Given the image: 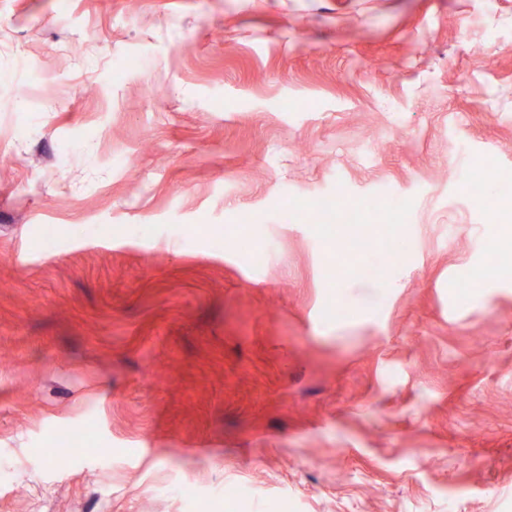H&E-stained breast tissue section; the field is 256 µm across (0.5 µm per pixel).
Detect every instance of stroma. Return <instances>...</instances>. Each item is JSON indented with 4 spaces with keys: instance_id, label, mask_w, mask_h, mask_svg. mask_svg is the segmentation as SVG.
<instances>
[{
    "instance_id": "1",
    "label": "stroma",
    "mask_w": 512,
    "mask_h": 512,
    "mask_svg": "<svg viewBox=\"0 0 512 512\" xmlns=\"http://www.w3.org/2000/svg\"><path fill=\"white\" fill-rule=\"evenodd\" d=\"M487 158L512 0H0V512H512Z\"/></svg>"
}]
</instances>
